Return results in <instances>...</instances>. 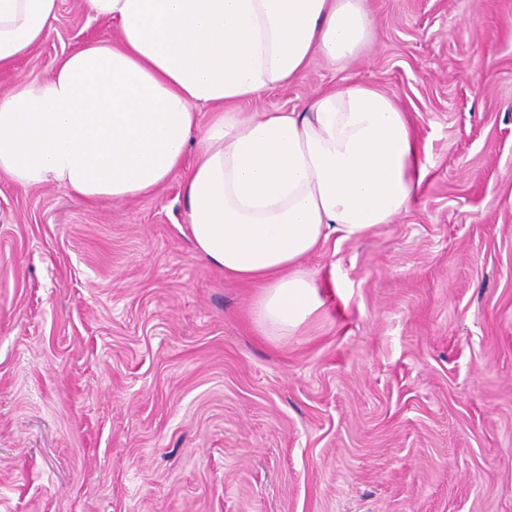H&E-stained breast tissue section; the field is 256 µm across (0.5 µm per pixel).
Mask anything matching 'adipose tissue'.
<instances>
[{
  "label": "adipose tissue",
  "instance_id": "adipose-tissue-1",
  "mask_svg": "<svg viewBox=\"0 0 512 512\" xmlns=\"http://www.w3.org/2000/svg\"><path fill=\"white\" fill-rule=\"evenodd\" d=\"M117 42L65 56L0 96V178L57 184L98 203L153 193L186 168L189 240L225 276L257 286L274 338L323 312L303 259L406 211L428 168L412 122L370 85L322 91L302 111L231 105L287 86L313 56L342 68L367 47L363 0H85ZM59 0H0V68L45 37ZM212 117L201 123L202 108Z\"/></svg>",
  "mask_w": 512,
  "mask_h": 512
}]
</instances>
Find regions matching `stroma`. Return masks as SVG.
Listing matches in <instances>:
<instances>
[{"label": "stroma", "mask_w": 512, "mask_h": 512, "mask_svg": "<svg viewBox=\"0 0 512 512\" xmlns=\"http://www.w3.org/2000/svg\"><path fill=\"white\" fill-rule=\"evenodd\" d=\"M365 6L346 69L235 106L370 84L429 147L407 211L304 258L298 335L193 251L183 171L100 203L0 179V512H512V0ZM115 35L60 0L0 95Z\"/></svg>", "instance_id": "1"}]
</instances>
